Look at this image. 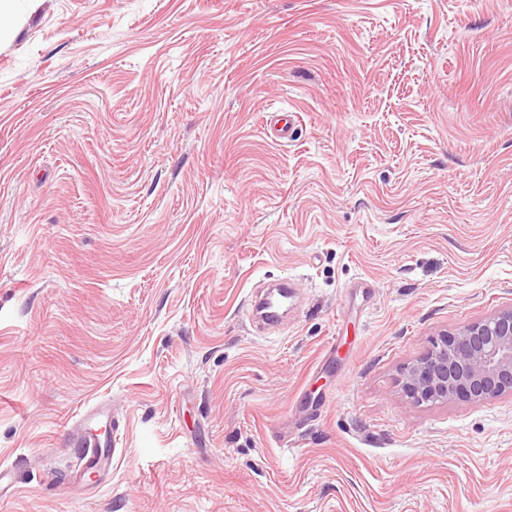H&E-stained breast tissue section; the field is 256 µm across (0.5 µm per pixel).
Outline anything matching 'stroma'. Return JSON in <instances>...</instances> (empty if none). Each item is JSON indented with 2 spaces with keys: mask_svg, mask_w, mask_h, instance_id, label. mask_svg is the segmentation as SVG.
Segmentation results:
<instances>
[{
  "mask_svg": "<svg viewBox=\"0 0 512 512\" xmlns=\"http://www.w3.org/2000/svg\"><path fill=\"white\" fill-rule=\"evenodd\" d=\"M6 18L0 512H512V395L401 382L512 309V0ZM285 276L302 309L259 334ZM101 399L123 453L89 491L63 431Z\"/></svg>",
  "mask_w": 512,
  "mask_h": 512,
  "instance_id": "stroma-1",
  "label": "stroma"
}]
</instances>
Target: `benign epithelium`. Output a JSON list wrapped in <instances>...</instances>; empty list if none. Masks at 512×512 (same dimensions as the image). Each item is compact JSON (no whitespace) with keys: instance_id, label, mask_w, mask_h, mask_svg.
<instances>
[{"instance_id":"obj_1","label":"benign epithelium","mask_w":512,"mask_h":512,"mask_svg":"<svg viewBox=\"0 0 512 512\" xmlns=\"http://www.w3.org/2000/svg\"><path fill=\"white\" fill-rule=\"evenodd\" d=\"M402 387L418 404L512 393V309L440 334L430 352L403 368Z\"/></svg>"}]
</instances>
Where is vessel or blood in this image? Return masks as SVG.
<instances>
[{
    "instance_id": "1",
    "label": "vessel or blood",
    "mask_w": 512,
    "mask_h": 512,
    "mask_svg": "<svg viewBox=\"0 0 512 512\" xmlns=\"http://www.w3.org/2000/svg\"><path fill=\"white\" fill-rule=\"evenodd\" d=\"M289 283L270 290L254 307L264 325H277L292 301ZM72 447L77 448L76 476L82 481L104 477L112 470V460L119 456L117 427L105 403L89 406L80 418L69 425Z\"/></svg>"
}]
</instances>
